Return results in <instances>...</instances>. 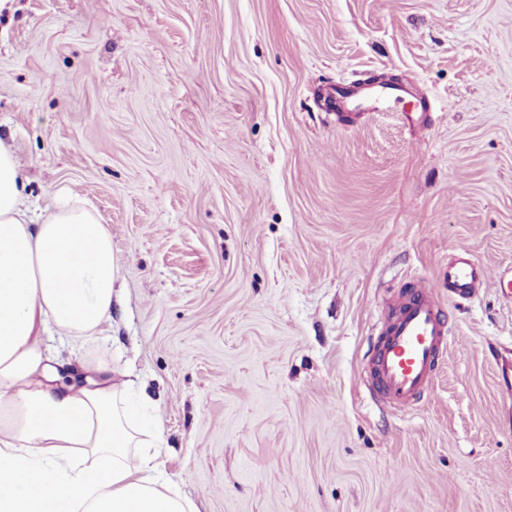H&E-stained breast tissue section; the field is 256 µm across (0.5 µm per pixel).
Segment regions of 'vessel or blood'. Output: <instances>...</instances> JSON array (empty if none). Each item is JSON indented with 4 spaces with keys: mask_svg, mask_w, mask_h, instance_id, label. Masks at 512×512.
<instances>
[{
    "mask_svg": "<svg viewBox=\"0 0 512 512\" xmlns=\"http://www.w3.org/2000/svg\"><path fill=\"white\" fill-rule=\"evenodd\" d=\"M339 98L357 101L362 110L387 111L402 96L388 74L368 95L358 87L338 89ZM484 268L466 252L448 265V294L456 299L477 296ZM392 316L383 324L372 347V378L378 390L397 408L417 404L430 394L433 375L448 341L449 326L428 286L418 284L391 301Z\"/></svg>",
    "mask_w": 512,
    "mask_h": 512,
    "instance_id": "1",
    "label": "vessel or blood"
}]
</instances>
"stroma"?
Returning <instances> with one entry per match:
<instances>
[{
    "instance_id": "35a3bbf8",
    "label": "stroma",
    "mask_w": 512,
    "mask_h": 512,
    "mask_svg": "<svg viewBox=\"0 0 512 512\" xmlns=\"http://www.w3.org/2000/svg\"><path fill=\"white\" fill-rule=\"evenodd\" d=\"M382 73L425 133L327 106ZM0 137L106 224L119 299L58 353L146 383L200 512H512V0H8ZM417 282L451 335L401 410L369 349ZM485 278V269L467 252L448 263V296L472 299L477 296Z\"/></svg>"
}]
</instances>
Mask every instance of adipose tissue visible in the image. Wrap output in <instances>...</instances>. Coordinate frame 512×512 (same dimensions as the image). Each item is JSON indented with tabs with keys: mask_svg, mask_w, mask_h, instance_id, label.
Wrapping results in <instances>:
<instances>
[{
	"mask_svg": "<svg viewBox=\"0 0 512 512\" xmlns=\"http://www.w3.org/2000/svg\"><path fill=\"white\" fill-rule=\"evenodd\" d=\"M118 279L96 213L32 207L0 142V512H199L153 465L132 382L77 383L45 342L101 332Z\"/></svg>",
	"mask_w": 512,
	"mask_h": 512,
	"instance_id": "1",
	"label": "adipose tissue"
}]
</instances>
